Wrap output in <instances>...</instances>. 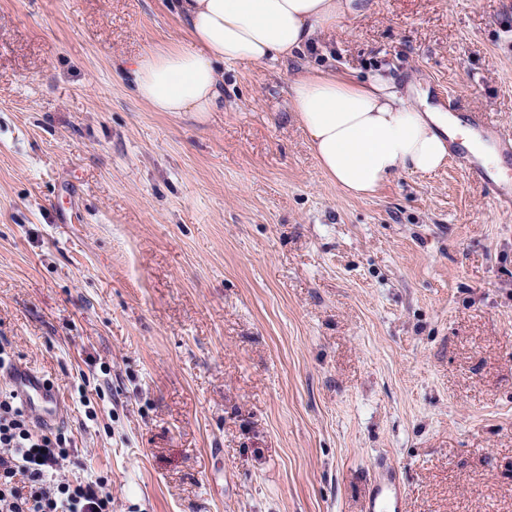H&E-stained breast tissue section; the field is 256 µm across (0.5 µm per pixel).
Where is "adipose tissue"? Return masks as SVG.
<instances>
[{"label":"adipose tissue","mask_w":512,"mask_h":512,"mask_svg":"<svg viewBox=\"0 0 512 512\" xmlns=\"http://www.w3.org/2000/svg\"><path fill=\"white\" fill-rule=\"evenodd\" d=\"M362 0H177L190 48L149 51L125 68L137 97L155 112H216L224 104V66L295 57L317 32ZM290 110L328 178L365 197L402 172L431 174L461 141L489 169L497 150L461 120L424 104L409 105L383 76L363 82L305 71L290 88Z\"/></svg>","instance_id":"ef3b65f1"}]
</instances>
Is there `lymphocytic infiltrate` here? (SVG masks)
Instances as JSON below:
<instances>
[{
  "instance_id": "f902f5d3",
  "label": "lymphocytic infiltrate",
  "mask_w": 512,
  "mask_h": 512,
  "mask_svg": "<svg viewBox=\"0 0 512 512\" xmlns=\"http://www.w3.org/2000/svg\"><path fill=\"white\" fill-rule=\"evenodd\" d=\"M76 449L59 428L36 426L15 395L0 399V512H112L103 480H60Z\"/></svg>"
}]
</instances>
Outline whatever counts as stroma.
Segmentation results:
<instances>
[{"label": "stroma", "mask_w": 512, "mask_h": 512, "mask_svg": "<svg viewBox=\"0 0 512 512\" xmlns=\"http://www.w3.org/2000/svg\"><path fill=\"white\" fill-rule=\"evenodd\" d=\"M366 4L200 119L116 67L174 0H0V347L112 512H361L382 456L408 512H512V210L452 162L349 196L288 110L382 72L512 132V0Z\"/></svg>", "instance_id": "stroma-1"}]
</instances>
